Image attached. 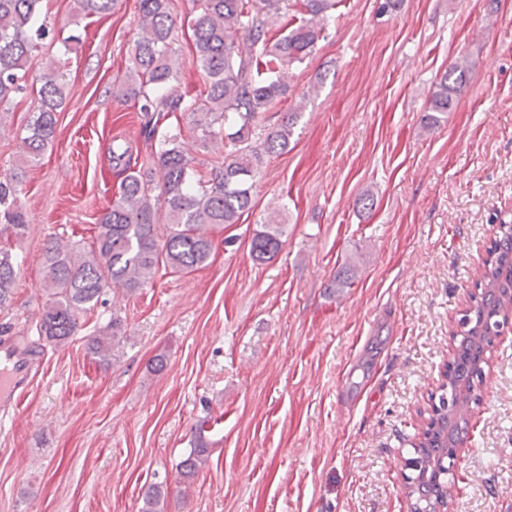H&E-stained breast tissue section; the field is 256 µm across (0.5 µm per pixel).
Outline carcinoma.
<instances>
[{"label":"carcinoma","instance_id":"1","mask_svg":"<svg viewBox=\"0 0 512 512\" xmlns=\"http://www.w3.org/2000/svg\"><path fill=\"white\" fill-rule=\"evenodd\" d=\"M118 0H79L86 16L106 15ZM138 38L128 74L113 84V94L134 101L144 119V135L154 147L156 168L131 166L128 149L112 147V172L118 192L101 214L92 242L82 245L50 239L43 251L44 283L48 299L37 321L38 336L56 346L66 345L78 328L79 316L94 309L106 289L135 291L150 283L160 269L192 271L209 260L213 243L208 229L235 224L253 208L254 186L263 159L284 153L298 113L286 112L271 122L269 112L288 98L281 71L302 62L333 21L335 0H302L304 16L288 22L287 0H190L189 28L200 75L196 91L181 87V61L176 54V19L169 0H138ZM42 0H0V120L17 96L27 90L34 60L54 32L41 19ZM246 43L249 52L239 51ZM467 67L455 63L440 77L423 117L427 128L451 110L455 94L466 81ZM37 106L22 138V165L0 179V235L16 239L28 229L19 203V185L26 165H33L56 134V112L66 98V73L57 65L36 79ZM201 143L224 141V161L203 176L185 138ZM504 225L490 246L494 261L482 274L476 301L477 315L512 311V221ZM284 230L278 219H267L251 238L249 254L257 262L275 257ZM18 256L9 242L0 244V307L11 299ZM350 264L336 271L332 287L351 283ZM123 320L112 315L105 333L89 340V352L104 361L124 336ZM482 334L463 335L456 346L450 396L466 408L478 403L483 366L476 359L487 351ZM467 423L453 422L447 434L430 431L420 448L422 468L448 462L454 442ZM210 449L198 445L178 464L183 482H191L208 460ZM418 472L411 494L429 512L442 503L445 492ZM165 491L152 484L144 489L141 512H159Z\"/></svg>","mask_w":512,"mask_h":512}]
</instances>
